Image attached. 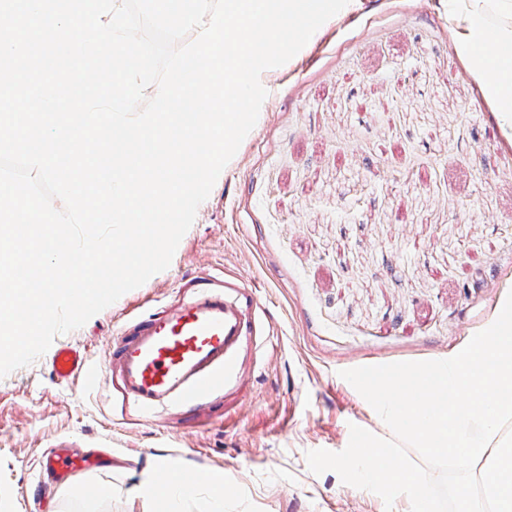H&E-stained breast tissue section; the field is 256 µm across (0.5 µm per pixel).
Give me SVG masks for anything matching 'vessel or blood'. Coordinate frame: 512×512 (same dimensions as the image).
<instances>
[{
    "label": "vessel or blood",
    "instance_id": "b4317fda",
    "mask_svg": "<svg viewBox=\"0 0 512 512\" xmlns=\"http://www.w3.org/2000/svg\"><path fill=\"white\" fill-rule=\"evenodd\" d=\"M273 335L252 281L231 274L185 280L171 301L121 326L112 379L137 408L203 412L246 390L259 341ZM52 367L63 381L90 387L99 379V367L70 347L55 351Z\"/></svg>",
    "mask_w": 512,
    "mask_h": 512
}]
</instances>
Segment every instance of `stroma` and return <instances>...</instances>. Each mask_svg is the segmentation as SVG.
<instances>
[{"label": "stroma", "mask_w": 512, "mask_h": 512, "mask_svg": "<svg viewBox=\"0 0 512 512\" xmlns=\"http://www.w3.org/2000/svg\"><path fill=\"white\" fill-rule=\"evenodd\" d=\"M263 79L273 95L170 266L0 378V512H143L160 458L224 474L223 504L201 487L180 512H410L306 454L354 425L392 436L341 371L447 356L512 290V136L440 0H363ZM227 270L256 280L279 333L253 386L173 426L123 403L105 365L124 321ZM60 346L102 365L95 386L56 378ZM53 448L75 457L67 479L43 467Z\"/></svg>", "instance_id": "35a3bbf8"}]
</instances>
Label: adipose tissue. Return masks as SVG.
I'll return each mask as SVG.
<instances>
[{
    "label": "adipose tissue",
    "mask_w": 512,
    "mask_h": 512,
    "mask_svg": "<svg viewBox=\"0 0 512 512\" xmlns=\"http://www.w3.org/2000/svg\"><path fill=\"white\" fill-rule=\"evenodd\" d=\"M448 17L454 23L460 51L475 73L484 76L488 96L496 103L500 119L512 130V0H447ZM491 39H483L484 29ZM194 489L183 476L171 472L166 478L150 474L142 495L150 507L175 504Z\"/></svg>",
    "instance_id": "obj_1"
}]
</instances>
